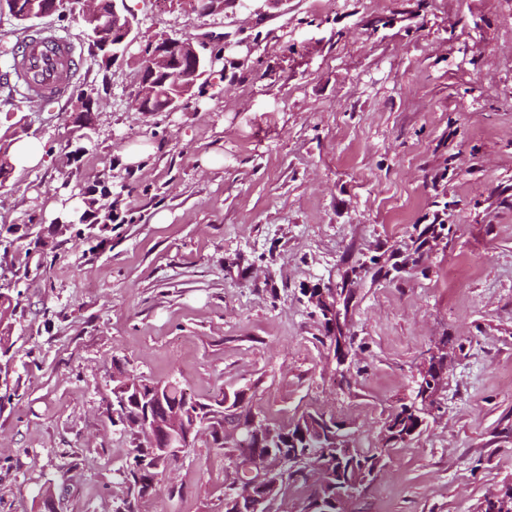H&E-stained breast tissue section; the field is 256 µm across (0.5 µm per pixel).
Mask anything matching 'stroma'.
I'll use <instances>...</instances> for the list:
<instances>
[{
  "label": "stroma",
  "mask_w": 512,
  "mask_h": 512,
  "mask_svg": "<svg viewBox=\"0 0 512 512\" xmlns=\"http://www.w3.org/2000/svg\"><path fill=\"white\" fill-rule=\"evenodd\" d=\"M145 37L220 60L176 112L135 111L137 51L104 64L82 24L35 22L80 59L73 92L0 89L44 161L0 185V226L89 231L16 240L19 293L0 354V512H224L208 437L124 483L136 445L112 376L177 377L269 421L335 418L377 447L432 350L448 378L418 431L348 512H481L512 488V0H255L195 17L126 0ZM98 101L75 132L77 93ZM157 145L142 167L123 150ZM109 174L111 210L82 195ZM336 299L325 319L313 295Z\"/></svg>",
  "instance_id": "1"
}]
</instances>
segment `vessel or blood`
<instances>
[{"mask_svg":"<svg viewBox=\"0 0 512 512\" xmlns=\"http://www.w3.org/2000/svg\"><path fill=\"white\" fill-rule=\"evenodd\" d=\"M13 74L28 99L61 101L68 96L77 75L75 49L55 33L30 31L13 61Z\"/></svg>","mask_w":512,"mask_h":512,"instance_id":"b4317fda","label":"vessel or blood"}]
</instances>
